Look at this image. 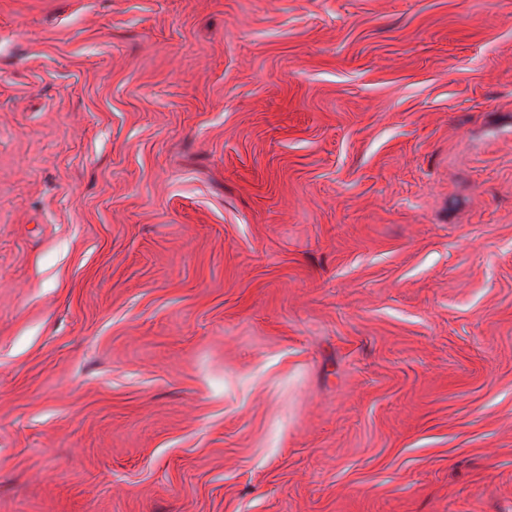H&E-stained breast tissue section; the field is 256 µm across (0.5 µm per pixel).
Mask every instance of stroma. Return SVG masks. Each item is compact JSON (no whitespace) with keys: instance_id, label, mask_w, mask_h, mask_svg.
<instances>
[{"instance_id":"stroma-1","label":"stroma","mask_w":512,"mask_h":512,"mask_svg":"<svg viewBox=\"0 0 512 512\" xmlns=\"http://www.w3.org/2000/svg\"><path fill=\"white\" fill-rule=\"evenodd\" d=\"M0 512H512V0H0Z\"/></svg>"}]
</instances>
